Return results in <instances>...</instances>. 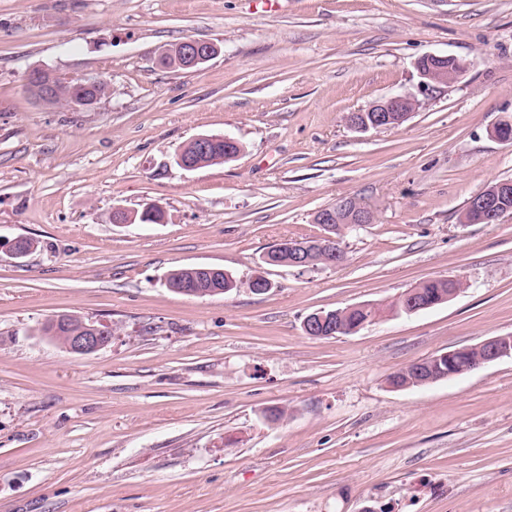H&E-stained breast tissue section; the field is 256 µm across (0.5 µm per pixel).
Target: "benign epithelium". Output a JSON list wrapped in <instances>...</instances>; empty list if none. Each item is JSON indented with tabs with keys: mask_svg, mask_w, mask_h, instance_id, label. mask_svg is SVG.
Wrapping results in <instances>:
<instances>
[{
	"mask_svg": "<svg viewBox=\"0 0 512 512\" xmlns=\"http://www.w3.org/2000/svg\"><path fill=\"white\" fill-rule=\"evenodd\" d=\"M177 50L184 68H197L213 57L211 43L194 38H187L178 43ZM467 69V64L451 55L429 54L417 62V70L422 78V85L430 87L434 84H448L461 78ZM62 80L57 73L48 69H34L28 76L30 93L42 100L51 97L55 83ZM418 106L417 99L408 94L393 95L373 103L369 108L353 112L348 116L349 126L359 130L388 129L402 125L410 118ZM512 196V183L499 182L492 194H478L471 199V208L480 221L494 224L509 209L505 201ZM339 209L351 210L349 223L355 226L372 224L374 213L362 203L350 202L344 196L336 200ZM336 220V213L327 211L320 217L323 233L312 239L288 242V263L296 268L310 267L311 255L315 252L323 253L326 265L335 267L345 258L344 252L335 247L338 241L332 232V224ZM327 316L323 311L313 312L303 320V330L311 337H325L334 334L326 327ZM112 340V334L101 326L91 324L85 331L79 332L69 339V352L84 356L97 352ZM478 352L472 357V352ZM503 357H512V343L504 336H494L474 346L449 350L434 356L438 368H433L417 360L408 364L410 370L422 384L427 385L446 378L457 376L464 372H473Z\"/></svg>",
	"mask_w": 512,
	"mask_h": 512,
	"instance_id": "benign-epithelium-1",
	"label": "benign epithelium"
}]
</instances>
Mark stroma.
I'll use <instances>...</instances> for the list:
<instances>
[{
  "instance_id": "stroma-1",
  "label": "stroma",
  "mask_w": 512,
  "mask_h": 512,
  "mask_svg": "<svg viewBox=\"0 0 512 512\" xmlns=\"http://www.w3.org/2000/svg\"><path fill=\"white\" fill-rule=\"evenodd\" d=\"M187 38L220 53L160 67ZM470 67L427 89L425 55ZM102 78L75 111L26 90L31 69ZM394 94L401 126L346 117ZM512 0H0V512H512V358L396 390L390 374L512 336V214L464 219L512 180ZM199 134L243 147L186 171ZM356 197L338 267L266 266ZM156 202L160 224H116ZM268 293L193 297L175 269ZM463 292L358 333L307 336L320 309L386 303L426 279ZM59 314L112 330L88 356L42 336ZM284 409L279 421L265 411ZM335 205L338 209H351L349 224H355L353 228L364 224H372L375 220L374 213L359 201L354 202L352 206L347 196L340 197L336 200ZM200 268H205V271L208 272H216V268L212 266H189L180 268L177 270H173L167 277V284L173 290L188 295L182 291L185 285L192 281H199L202 288H196L200 291H204L203 293L192 295L195 297H213L224 295L231 291H237L239 288H254L258 292H266L269 291L272 287L270 280L264 275L263 272L258 271L252 276V281H259L261 283H266L267 288H256L257 283H252L251 279L247 282H241L236 280L232 275H229L224 272V275L217 274L212 277L209 276L208 273L200 271ZM222 290V292H215L216 290ZM205 292H213V293H205Z\"/></svg>"
}]
</instances>
